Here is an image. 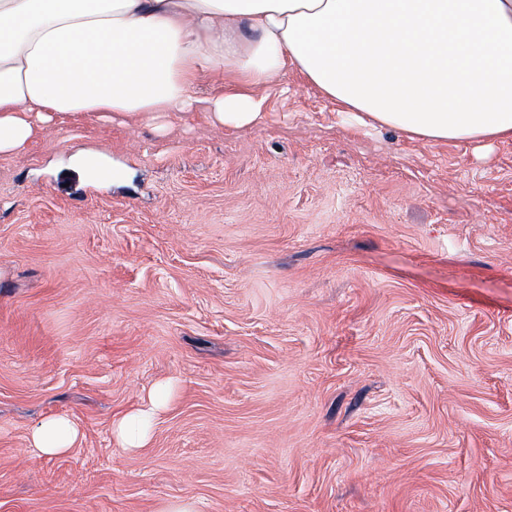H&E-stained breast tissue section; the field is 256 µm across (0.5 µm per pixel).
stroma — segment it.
I'll list each match as a JSON object with an SVG mask.
<instances>
[{
	"instance_id": "35a3bbf8",
	"label": "stroma",
	"mask_w": 512,
	"mask_h": 512,
	"mask_svg": "<svg viewBox=\"0 0 512 512\" xmlns=\"http://www.w3.org/2000/svg\"><path fill=\"white\" fill-rule=\"evenodd\" d=\"M266 94L256 126L77 117L0 155V512H512V141ZM56 414L82 443L32 457ZM167 399V389L158 387L151 392L146 404L115 423V434L126 448H142L149 441L156 417Z\"/></svg>"
}]
</instances>
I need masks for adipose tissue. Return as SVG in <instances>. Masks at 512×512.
Wrapping results in <instances>:
<instances>
[{"label":"adipose tissue","instance_id":"1","mask_svg":"<svg viewBox=\"0 0 512 512\" xmlns=\"http://www.w3.org/2000/svg\"><path fill=\"white\" fill-rule=\"evenodd\" d=\"M291 70L365 126L512 140V0H0V155L73 117L256 125ZM216 71L229 88L198 94ZM167 399L156 388L115 423L125 447L149 441ZM82 438L52 416L28 444L55 457Z\"/></svg>","mask_w":512,"mask_h":512}]
</instances>
